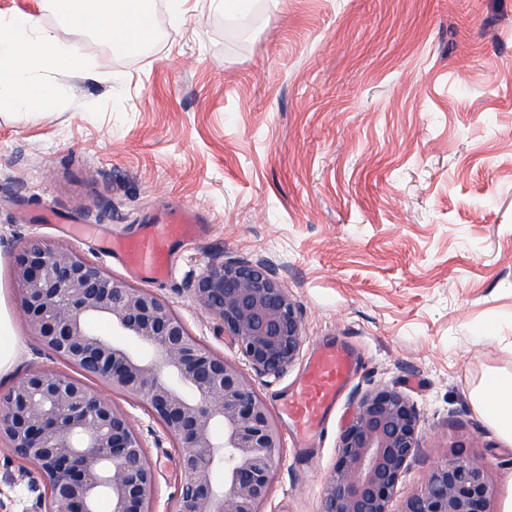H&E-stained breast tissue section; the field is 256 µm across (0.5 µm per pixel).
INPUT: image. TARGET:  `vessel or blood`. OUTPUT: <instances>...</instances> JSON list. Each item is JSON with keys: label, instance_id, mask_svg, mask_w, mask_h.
<instances>
[{"label": "vessel or blood", "instance_id": "1", "mask_svg": "<svg viewBox=\"0 0 512 512\" xmlns=\"http://www.w3.org/2000/svg\"><path fill=\"white\" fill-rule=\"evenodd\" d=\"M202 231L196 211L170 207L157 214L146 230L112 238L107 250L141 280L160 282L171 274L176 246L193 243ZM355 370L356 358L349 348L332 341L317 343L302 383L278 408L293 433L311 438L323 430Z\"/></svg>", "mask_w": 512, "mask_h": 512}]
</instances>
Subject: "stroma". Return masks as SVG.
Masks as SVG:
<instances>
[{
	"label": "stroma",
	"mask_w": 512,
	"mask_h": 512,
	"mask_svg": "<svg viewBox=\"0 0 512 512\" xmlns=\"http://www.w3.org/2000/svg\"><path fill=\"white\" fill-rule=\"evenodd\" d=\"M209 2L181 20L154 0L159 39L136 57L71 32L91 62L54 76L71 103L23 118L0 110V289L21 338L15 374L68 369L17 314V249L55 240L127 279L106 241L178 203L207 233L148 289L194 336L248 369L193 295L214 263L266 268L300 309L296 361L251 376L269 408L302 380L319 340L357 355L320 434L304 442L281 427L263 512H320L357 400L392 386L421 419L392 512L454 444L483 458L501 512L512 444L475 412L470 389L488 368L512 369V0H252L258 20L235 38ZM44 207L98 225V239L17 222ZM486 325L496 338L477 344ZM123 406L155 468L153 510L166 512L178 450L143 406ZM32 481L1 449L0 512H31Z\"/></svg>",
	"instance_id": "35a3bbf8"
}]
</instances>
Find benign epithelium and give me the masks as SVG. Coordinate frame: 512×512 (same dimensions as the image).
I'll list each match as a JSON object with an SVG mask.
<instances>
[{
  "instance_id": "benign-epithelium-1",
  "label": "benign epithelium",
  "mask_w": 512,
  "mask_h": 512,
  "mask_svg": "<svg viewBox=\"0 0 512 512\" xmlns=\"http://www.w3.org/2000/svg\"><path fill=\"white\" fill-rule=\"evenodd\" d=\"M13 274L30 335L79 370H32L0 396V444L50 491L35 512H99L103 499L110 512H153L154 469L116 394L144 405L179 448L183 481L167 512H262L281 435L248 376L193 336L169 303L75 249L32 238ZM194 292L257 374L278 376L299 356L301 314L266 270L212 264ZM100 321L144 352L98 334ZM418 447L414 403L396 388L364 393L340 437L321 512H391ZM492 495L485 464L452 454L401 512H490Z\"/></svg>"
}]
</instances>
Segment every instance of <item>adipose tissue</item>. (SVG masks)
<instances>
[{
  "label": "adipose tissue",
  "instance_id": "obj_1",
  "mask_svg": "<svg viewBox=\"0 0 512 512\" xmlns=\"http://www.w3.org/2000/svg\"><path fill=\"white\" fill-rule=\"evenodd\" d=\"M470 399L475 412L512 442V370L488 368L472 386Z\"/></svg>",
  "mask_w": 512,
  "mask_h": 512
}]
</instances>
